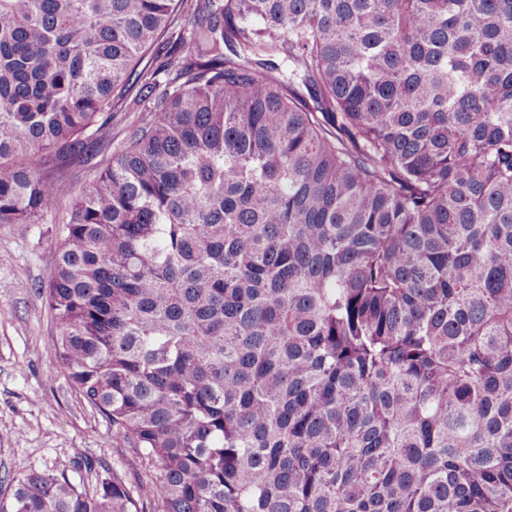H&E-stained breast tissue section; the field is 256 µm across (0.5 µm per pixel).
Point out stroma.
I'll return each mask as SVG.
<instances>
[{
	"instance_id": "1",
	"label": "stroma",
	"mask_w": 512,
	"mask_h": 512,
	"mask_svg": "<svg viewBox=\"0 0 512 512\" xmlns=\"http://www.w3.org/2000/svg\"><path fill=\"white\" fill-rule=\"evenodd\" d=\"M51 225L0 224V501L29 471L69 460L74 451L92 461L72 478L91 486L101 471L134 481L139 457L112 445V428L83 402L60 370L51 346L53 318L39 286L57 261Z\"/></svg>"
}]
</instances>
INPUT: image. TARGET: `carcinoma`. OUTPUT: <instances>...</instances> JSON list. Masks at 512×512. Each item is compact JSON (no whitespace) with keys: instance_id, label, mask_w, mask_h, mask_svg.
Listing matches in <instances>:
<instances>
[{"instance_id":"obj_1","label":"carcinoma","mask_w":512,"mask_h":512,"mask_svg":"<svg viewBox=\"0 0 512 512\" xmlns=\"http://www.w3.org/2000/svg\"><path fill=\"white\" fill-rule=\"evenodd\" d=\"M65 202L52 347L141 472L10 512H512V0H0V224Z\"/></svg>"}]
</instances>
